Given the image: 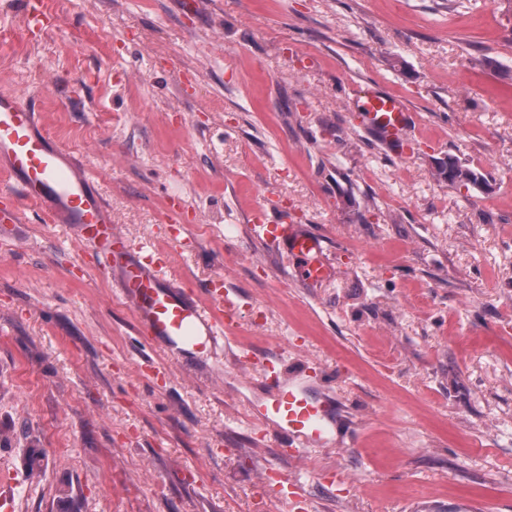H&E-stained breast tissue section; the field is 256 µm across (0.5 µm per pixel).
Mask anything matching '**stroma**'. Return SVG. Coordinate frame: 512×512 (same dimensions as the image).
Segmentation results:
<instances>
[{
    "label": "stroma",
    "instance_id": "35a3bbf8",
    "mask_svg": "<svg viewBox=\"0 0 512 512\" xmlns=\"http://www.w3.org/2000/svg\"><path fill=\"white\" fill-rule=\"evenodd\" d=\"M0 0V93L90 171L133 244L181 289L226 272L254 302L242 345L330 374L351 445L281 456L231 350L174 360L65 225L21 199L0 235V487L10 512H512V0ZM415 116L401 155L357 91ZM485 183L437 175L448 157ZM328 242L290 276L245 226L258 205ZM196 240L176 249L170 206ZM232 234H225V226ZM265 488L272 495L283 500L291 512H314L313 503L301 492L299 480L292 477L287 469L270 468L264 473Z\"/></svg>",
    "mask_w": 512,
    "mask_h": 512
}]
</instances>
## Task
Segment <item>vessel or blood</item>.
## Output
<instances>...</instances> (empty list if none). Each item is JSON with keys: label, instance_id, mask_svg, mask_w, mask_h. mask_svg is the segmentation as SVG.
<instances>
[{"label": "vessel or blood", "instance_id": "obj_1", "mask_svg": "<svg viewBox=\"0 0 512 512\" xmlns=\"http://www.w3.org/2000/svg\"><path fill=\"white\" fill-rule=\"evenodd\" d=\"M370 130L395 151L401 150L413 118L396 96L364 90L360 97ZM0 173L9 180L8 195L33 202L54 222L69 225L78 240L95 244L107 273L132 304L145 336L173 355L212 351L220 340L235 339L239 318L250 298L226 273L216 274L207 293L211 305L176 286L169 255L151 245H131L112 222V214L92 177L73 154L41 129L34 108L15 94H0ZM250 235L297 262L299 279L317 287L332 276L322 261L325 241L301 224L279 223L272 212L257 209ZM269 386L258 420L282 447L302 450L336 443L343 424L338 398L319 388L309 370H288L282 354L259 355ZM266 488L291 512H314L298 479L287 470L264 473Z\"/></svg>", "mask_w": 512, "mask_h": 512}]
</instances>
